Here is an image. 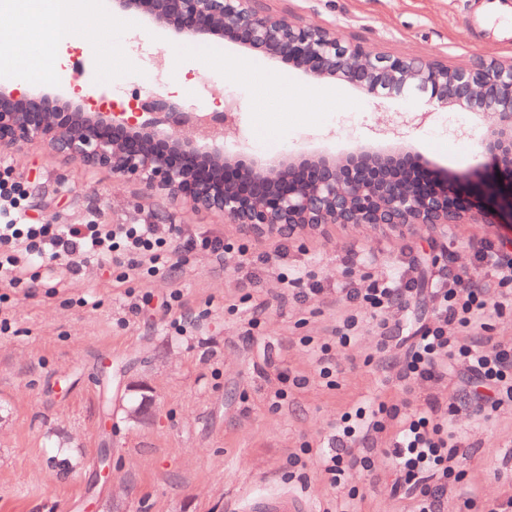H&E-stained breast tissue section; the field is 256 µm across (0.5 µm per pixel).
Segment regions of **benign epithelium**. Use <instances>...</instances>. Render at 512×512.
<instances>
[{"mask_svg":"<svg viewBox=\"0 0 512 512\" xmlns=\"http://www.w3.org/2000/svg\"><path fill=\"white\" fill-rule=\"evenodd\" d=\"M110 9L143 17L182 39L229 38L268 60H286L313 79L337 78L372 98L413 96L429 105L491 114L483 151L512 168V62L496 59L450 68L420 57H387L343 43L314 24L270 15L259 0H108ZM123 110L85 112L46 93L25 97L0 86V149L32 142L87 166L141 183L151 193L217 212L258 233L292 237L325 224H371L395 231L418 224L508 225L512 181L426 169L402 153L359 151L290 162L231 154L240 139L236 106L186 112L154 96Z\"/></svg>","mask_w":512,"mask_h":512,"instance_id":"7a95c632","label":"benign epithelium"}]
</instances>
